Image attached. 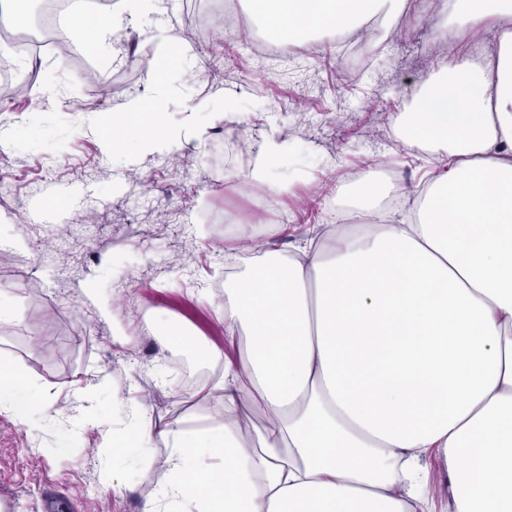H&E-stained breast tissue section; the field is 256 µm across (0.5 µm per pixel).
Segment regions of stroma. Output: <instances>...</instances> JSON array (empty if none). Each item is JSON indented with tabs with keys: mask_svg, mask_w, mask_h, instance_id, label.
<instances>
[{
	"mask_svg": "<svg viewBox=\"0 0 512 512\" xmlns=\"http://www.w3.org/2000/svg\"><path fill=\"white\" fill-rule=\"evenodd\" d=\"M186 15L184 0H164L147 20L151 40L123 32L117 56L76 38L71 56L31 55L25 69L35 87L0 96V127L13 133L12 146L0 149V289L14 309L13 319L0 322V356L57 407L32 436L0 410V512H42L49 495L63 512H143L151 501L164 512H182V504L159 498L162 447L139 457L152 480L113 492V474L131 466L113 459L99 426L110 424L118 439L127 433L112 404L116 391L146 401L158 426L223 412L221 393L196 395L195 382H216L224 368L198 357L193 346L231 350L224 297L212 284L224 278L219 255L235 242L206 218L248 219V174L266 141L292 146L274 160V186L264 196L276 227L266 238L271 249L320 241L329 185L368 161L408 191L428 169L425 154L393 140L391 118L405 110L407 89L445 61L435 14L373 18L378 43L366 68L348 65L335 37L320 34L318 54L297 55L283 74L256 66L245 39L225 38L219 24L209 25L202 44L188 40ZM171 28L185 37L190 60L203 53L216 64L198 79H169L163 105L181 145L160 151L131 144L106 153L88 129L89 117L148 94L145 64ZM39 98L42 109L32 111ZM19 236L26 250L13 247ZM161 318L188 329V346H159L144 326ZM77 386L88 397L81 414L66 409ZM65 432L72 443L62 456L57 443Z\"/></svg>",
	"mask_w": 512,
	"mask_h": 512,
	"instance_id": "obj_1",
	"label": "stroma"
}]
</instances>
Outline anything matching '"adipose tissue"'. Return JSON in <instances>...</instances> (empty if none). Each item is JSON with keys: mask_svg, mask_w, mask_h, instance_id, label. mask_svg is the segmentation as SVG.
<instances>
[{"mask_svg": "<svg viewBox=\"0 0 512 512\" xmlns=\"http://www.w3.org/2000/svg\"><path fill=\"white\" fill-rule=\"evenodd\" d=\"M158 0H123L93 26L143 31ZM408 0H247L273 31L362 33ZM497 31L494 55L461 54L457 38ZM448 62L408 89L395 140L439 165L402 222L380 221L403 193L379 164L331 191L325 246L285 252L237 246L224 276V412L154 425L145 402L122 410L131 452L161 443L160 494L196 512H426L424 461L448 470V512H512V0H453L437 29ZM154 103L128 101L89 127L106 151L126 141L170 146L155 104L166 83L148 75ZM0 409L35 422L55 407L0 358ZM262 415V427L240 420Z\"/></svg>", "mask_w": 512, "mask_h": 512, "instance_id": "1", "label": "adipose tissue"}]
</instances>
